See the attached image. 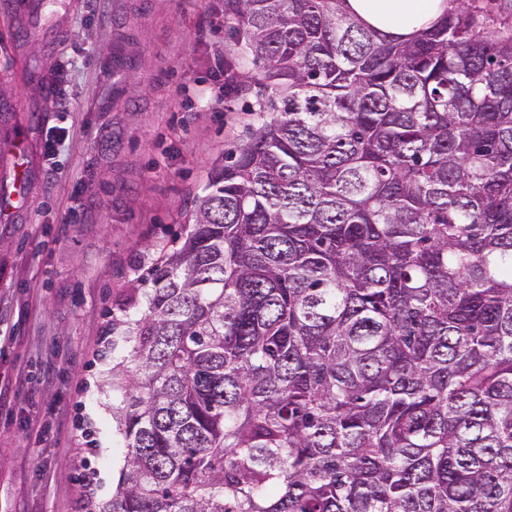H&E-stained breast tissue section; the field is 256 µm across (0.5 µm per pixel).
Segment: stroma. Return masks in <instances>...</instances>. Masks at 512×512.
Returning <instances> with one entry per match:
<instances>
[{"instance_id":"1","label":"stroma","mask_w":512,"mask_h":512,"mask_svg":"<svg viewBox=\"0 0 512 512\" xmlns=\"http://www.w3.org/2000/svg\"><path fill=\"white\" fill-rule=\"evenodd\" d=\"M28 3L0 0V178L31 168L23 210L0 213V512H85L123 466L117 304L187 232L255 87L224 0H66L21 40Z\"/></svg>"}]
</instances>
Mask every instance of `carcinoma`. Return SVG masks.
Listing matches in <instances>:
<instances>
[{"mask_svg": "<svg viewBox=\"0 0 512 512\" xmlns=\"http://www.w3.org/2000/svg\"><path fill=\"white\" fill-rule=\"evenodd\" d=\"M344 2L225 0L254 122L112 321L87 512H512V0ZM345 5L366 25L403 39L414 36L448 9L446 0H347Z\"/></svg>", "mask_w": 512, "mask_h": 512, "instance_id": "cac0c4a2", "label": "carcinoma"}]
</instances>
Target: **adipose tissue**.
Segmentation results:
<instances>
[{
	"instance_id": "1",
	"label": "adipose tissue",
	"mask_w": 512,
	"mask_h": 512,
	"mask_svg": "<svg viewBox=\"0 0 512 512\" xmlns=\"http://www.w3.org/2000/svg\"><path fill=\"white\" fill-rule=\"evenodd\" d=\"M352 15L374 29L409 38L448 8L447 0H346Z\"/></svg>"
}]
</instances>
